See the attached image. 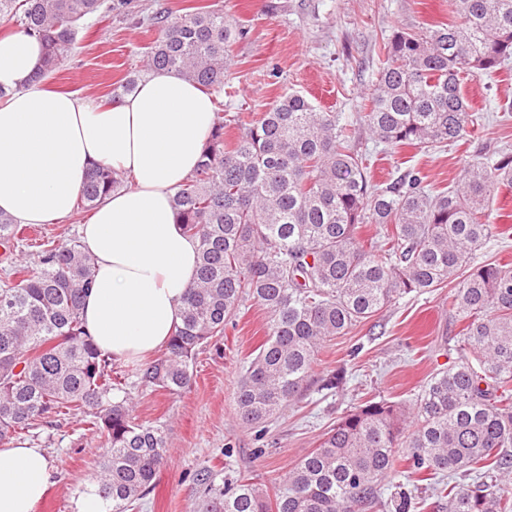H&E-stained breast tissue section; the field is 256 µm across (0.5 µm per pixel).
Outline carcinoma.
I'll return each mask as SVG.
<instances>
[{"label": "carcinoma", "mask_w": 512, "mask_h": 512, "mask_svg": "<svg viewBox=\"0 0 512 512\" xmlns=\"http://www.w3.org/2000/svg\"><path fill=\"white\" fill-rule=\"evenodd\" d=\"M458 21L398 31L385 46L377 88L362 128L385 146L436 150L466 139L477 117L464 78L512 58V0H450ZM105 0H0V18L44 46L41 74L70 53L79 23ZM159 35L142 72L113 84L134 93L144 75L174 70L215 95L243 31L215 10L154 18ZM350 123L289 92L258 118L218 112L201 159L176 191L179 223L199 241L196 279L164 352L138 370L139 383L178 394L197 349L224 336L247 297L269 314L236 392L241 422L264 424L307 386L320 345L410 293L455 283L448 308L463 324L466 351L434 374L414 408L368 400L337 417L269 494L248 479L194 480L203 512H409L412 497L381 501L380 483L412 449L413 467L473 477L436 483L440 512H512V267L479 259L497 236L489 200L512 186V153L470 162L455 184L435 191L410 168L379 185L352 145ZM237 130L225 143L224 128ZM122 186L95 166L77 209L96 207ZM372 224L367 241L358 229ZM23 227L0 212V246L16 249ZM91 259L79 241L40 244L38 260L19 257L0 279V441L46 419L78 412L105 448L93 482L112 512H127L154 489L168 457L164 427L132 417L130 393L112 356L95 345L82 318L92 287Z\"/></svg>", "instance_id": "1"}]
</instances>
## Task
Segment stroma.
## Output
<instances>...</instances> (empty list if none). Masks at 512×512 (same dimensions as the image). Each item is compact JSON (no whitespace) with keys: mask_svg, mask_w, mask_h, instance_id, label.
Segmentation results:
<instances>
[{"mask_svg":"<svg viewBox=\"0 0 512 512\" xmlns=\"http://www.w3.org/2000/svg\"><path fill=\"white\" fill-rule=\"evenodd\" d=\"M198 8L223 11L243 31L230 53L225 111L259 113L279 96L297 91L349 121L373 92L394 32L455 19L449 0H129L126 10H103L81 21L73 49L47 80L64 91L111 98L114 82L140 70L147 46L158 35L155 14L173 19ZM463 92L481 116L466 145L434 152L399 146L381 152L365 131H358L354 147L366 154L372 179L386 182L415 168L427 175L432 188L444 190L470 160L493 149L512 151V118L500 111L502 104L512 103V62L492 75L466 78ZM490 207L500 234L488 253L512 263V187L498 189ZM268 321L262 306L245 301L223 338L199 348L191 384L178 395L142 387L138 362L116 363L133 399V417L163 422L169 448L155 488L134 512H195L202 492L192 476L204 468L222 480L250 478L260 487H274L301 455L318 446L342 412L370 397L412 403L432 374L463 355L461 326L448 312L447 288L409 294L347 335L325 342L310 385L267 422L260 439L239 421L236 391L265 339ZM336 371L344 373L343 384L332 393L321 391L319 378ZM16 439L43 448L52 465V484L35 512H77L103 437L69 414ZM258 447L265 450L259 457L253 454Z\"/></svg>","mask_w":512,"mask_h":512,"instance_id":"1","label":"stroma"}]
</instances>
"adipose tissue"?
Returning a JSON list of instances; mask_svg holds the SVG:
<instances>
[{
	"label": "adipose tissue",
	"instance_id": "ef3b65f1",
	"mask_svg": "<svg viewBox=\"0 0 512 512\" xmlns=\"http://www.w3.org/2000/svg\"><path fill=\"white\" fill-rule=\"evenodd\" d=\"M43 48L0 36V212L18 224L65 221L93 165L125 185L81 226L93 286L83 319L117 361L164 347L198 266V241L178 224L173 197L195 168L214 123L211 94L155 70L112 102L52 89L39 77ZM51 480L43 449L0 447V512H34Z\"/></svg>",
	"mask_w": 512,
	"mask_h": 512
}]
</instances>
